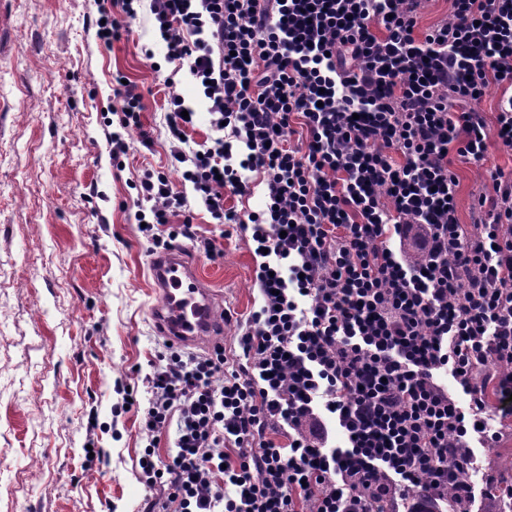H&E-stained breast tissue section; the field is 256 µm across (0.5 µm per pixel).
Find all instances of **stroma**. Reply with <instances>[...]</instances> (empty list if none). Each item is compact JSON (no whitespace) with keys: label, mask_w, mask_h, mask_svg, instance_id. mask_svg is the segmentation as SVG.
<instances>
[{"label":"stroma","mask_w":512,"mask_h":512,"mask_svg":"<svg viewBox=\"0 0 512 512\" xmlns=\"http://www.w3.org/2000/svg\"><path fill=\"white\" fill-rule=\"evenodd\" d=\"M97 0H0V512H152L160 489L139 480L147 444L126 392L146 397V378L171 351L150 317L152 241L135 214L145 170L166 171L194 213L211 257L179 237L223 305L224 348L259 299L260 259L248 233L201 207L171 156L167 99L197 114L190 145L210 144L207 105L187 70L165 60L147 0L104 45ZM142 96L140 129L126 134L122 166L105 138L120 111L118 80ZM461 223L488 169L512 171V154L490 150L484 166L451 155ZM492 441L475 446L474 512H499L487 477L506 480L512 416H492Z\"/></svg>","instance_id":"35a3bbf8"}]
</instances>
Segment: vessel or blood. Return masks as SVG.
Wrapping results in <instances>:
<instances>
[{"instance_id":"1","label":"vessel or blood","mask_w":512,"mask_h":512,"mask_svg":"<svg viewBox=\"0 0 512 512\" xmlns=\"http://www.w3.org/2000/svg\"><path fill=\"white\" fill-rule=\"evenodd\" d=\"M153 287L160 297L151 317L160 333L178 345L196 346L216 328L215 298L198 268L182 250L169 249L150 258Z\"/></svg>"}]
</instances>
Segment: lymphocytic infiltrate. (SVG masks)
I'll return each instance as SVG.
<instances>
[{
	"label": "lymphocytic infiltrate",
	"mask_w": 512,
	"mask_h": 512,
	"mask_svg": "<svg viewBox=\"0 0 512 512\" xmlns=\"http://www.w3.org/2000/svg\"><path fill=\"white\" fill-rule=\"evenodd\" d=\"M425 0H150L167 58L209 103L212 146L172 158L215 220L261 174L248 215L260 303L238 353L171 354L147 379L143 428L177 418L167 459L139 478L158 512H472L473 443L512 415V173L489 174L460 222L450 152H512V96L494 124L474 108L512 87V0H450L423 37ZM123 100L112 159L139 127ZM305 132L300 144L290 137ZM146 231L194 239L165 172H144ZM448 372L453 397L439 381ZM343 436V446L333 443ZM507 89V85H496L492 84L487 92L486 95L482 98V100L474 105V108L478 110L479 112H483L488 124H494L493 123V117L496 112V106L499 101V99L502 97L503 93ZM250 181V194L243 197L226 194L225 205L238 212L242 219L247 221V213L258 211L263 207L265 199V187L261 174L257 172H246Z\"/></svg>",
	"instance_id": "lymphocytic-infiltrate-1"
}]
</instances>
